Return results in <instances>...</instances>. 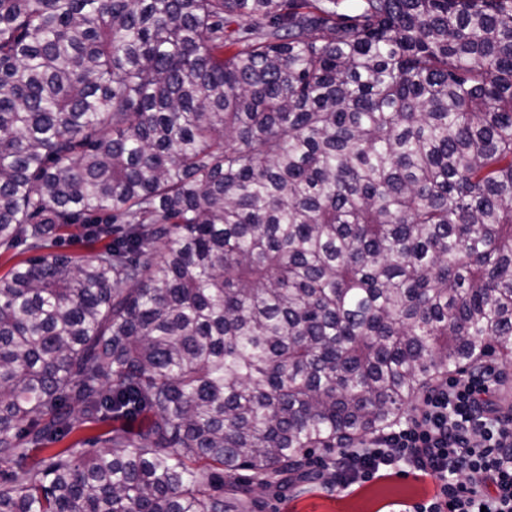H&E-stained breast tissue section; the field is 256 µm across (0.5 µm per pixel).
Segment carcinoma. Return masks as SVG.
Segmentation results:
<instances>
[{
  "mask_svg": "<svg viewBox=\"0 0 512 512\" xmlns=\"http://www.w3.org/2000/svg\"><path fill=\"white\" fill-rule=\"evenodd\" d=\"M6 253L0 512H250L512 364V0H0Z\"/></svg>",
  "mask_w": 512,
  "mask_h": 512,
  "instance_id": "carcinoma-1",
  "label": "carcinoma"
}]
</instances>
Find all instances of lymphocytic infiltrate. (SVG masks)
I'll return each instance as SVG.
<instances>
[{
  "mask_svg": "<svg viewBox=\"0 0 512 512\" xmlns=\"http://www.w3.org/2000/svg\"><path fill=\"white\" fill-rule=\"evenodd\" d=\"M499 364L439 380L421 406L361 445L309 453L307 467L350 487L395 473L432 477L435 494L411 512H512V406L498 402Z\"/></svg>",
  "mask_w": 512,
  "mask_h": 512,
  "instance_id": "obj_1",
  "label": "lymphocytic infiltrate"
}]
</instances>
